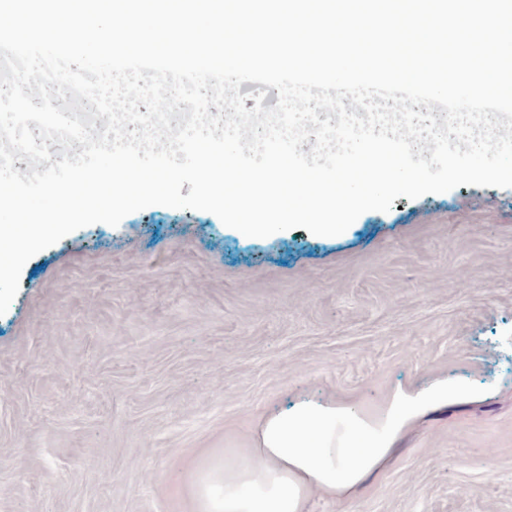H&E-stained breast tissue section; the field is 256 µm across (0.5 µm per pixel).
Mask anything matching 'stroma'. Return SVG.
<instances>
[{
    "mask_svg": "<svg viewBox=\"0 0 512 512\" xmlns=\"http://www.w3.org/2000/svg\"><path fill=\"white\" fill-rule=\"evenodd\" d=\"M406 422L311 512H512V189L242 239L153 205L32 256L0 315V512H199L198 471L300 402Z\"/></svg>",
    "mask_w": 512,
    "mask_h": 512,
    "instance_id": "35a3bbf8",
    "label": "stroma"
}]
</instances>
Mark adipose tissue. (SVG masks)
<instances>
[{
	"label": "adipose tissue",
	"instance_id": "obj_1",
	"mask_svg": "<svg viewBox=\"0 0 512 512\" xmlns=\"http://www.w3.org/2000/svg\"><path fill=\"white\" fill-rule=\"evenodd\" d=\"M447 398L444 387L402 395L378 421L309 402L270 413L252 447L225 449L223 461L199 471L202 512H309L311 489L362 484L387 460L399 425Z\"/></svg>",
	"mask_w": 512,
	"mask_h": 512
}]
</instances>
